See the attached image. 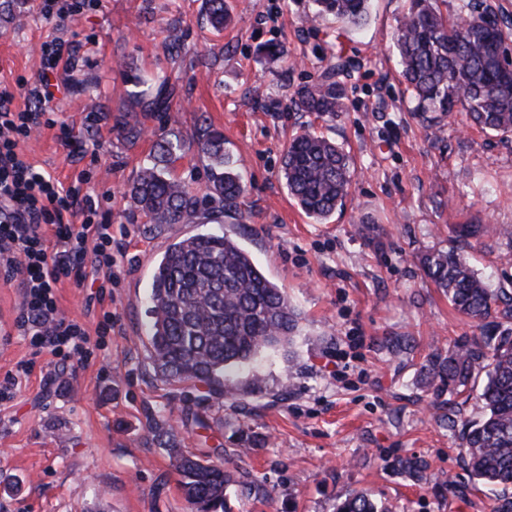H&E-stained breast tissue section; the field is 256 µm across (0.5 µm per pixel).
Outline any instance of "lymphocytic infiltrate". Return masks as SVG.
I'll return each instance as SVG.
<instances>
[{"instance_id": "1", "label": "lymphocytic infiltrate", "mask_w": 512, "mask_h": 512, "mask_svg": "<svg viewBox=\"0 0 512 512\" xmlns=\"http://www.w3.org/2000/svg\"><path fill=\"white\" fill-rule=\"evenodd\" d=\"M75 67L73 49L55 41L41 45L31 107L18 110L0 92V282L19 288L22 304L14 326L28 336L34 353L88 362L90 333L64 316L55 296L65 279L83 284L84 260L112 279V227L94 221L93 197L84 177L63 183L32 165L19 148L33 129L49 124L55 91Z\"/></svg>"}]
</instances>
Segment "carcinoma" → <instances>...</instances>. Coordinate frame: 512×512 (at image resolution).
<instances>
[{"label": "carcinoma", "mask_w": 512, "mask_h": 512, "mask_svg": "<svg viewBox=\"0 0 512 512\" xmlns=\"http://www.w3.org/2000/svg\"><path fill=\"white\" fill-rule=\"evenodd\" d=\"M317 14L359 28L369 15V0H314ZM445 0H408L398 21L395 46L401 78L415 102L413 112L426 127L442 131L456 110L467 113L485 132L512 134V69L500 52L512 44V21L490 23L486 0H462L456 18H448ZM212 28L220 32L229 18L226 0H207ZM140 111L171 110L175 86L162 74L146 78L129 71ZM345 89L334 67L295 88L291 101L303 112L334 117L345 110ZM195 146L211 161L207 192L199 194L173 174L183 152ZM159 158L143 164L127 194L148 223L191 224L220 208L242 216L243 165L224 154V133L200 126L190 136L164 135ZM291 197L304 214L320 223L348 196L354 167L342 146L304 130L283 155ZM460 248L494 235L512 248V230L485 224L454 228ZM426 276L453 308L474 322L480 335L458 338L448 351L434 353L423 366L427 390L436 397L460 396L480 376L482 415L456 424L454 410L444 422L458 430L470 473L492 488L512 487V293L490 287L456 250H430L420 257ZM151 355L162 377L194 380L218 399L233 398L226 372L252 365L266 349L286 347L298 330L300 313L287 294L269 280L250 255L226 234H198L171 243L155 267L151 285ZM175 469L193 512H224L226 491L239 485L249 495H264L262 485L222 463L175 452ZM393 467L422 478L424 463L397 458ZM336 512H388L363 493H350Z\"/></svg>", "instance_id": "cac0c4a2"}]
</instances>
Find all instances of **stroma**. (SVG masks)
I'll return each mask as SVG.
<instances>
[{
	"label": "stroma",
	"mask_w": 512,
	"mask_h": 512,
	"mask_svg": "<svg viewBox=\"0 0 512 512\" xmlns=\"http://www.w3.org/2000/svg\"><path fill=\"white\" fill-rule=\"evenodd\" d=\"M59 24L36 0H0V87L24 108L40 46L56 38L78 50L68 90L51 104L72 128L70 147L43 126L20 148L68 183L86 174L128 257L112 300L66 280L59 308L112 330L89 363L33 356L14 329L21 295L0 283V377L21 360L34 369L13 401L0 404V512H188L174 456L151 424L189 453L223 449L231 465L263 480L269 494L227 491L230 512H335L340 496L363 491L389 512H492L494 502L467 471L448 408L424 391L420 369L437 349L477 335L424 274L421 253L449 249L454 224L512 227V136L472 127L463 113L432 133L411 113L394 34L407 0H372L367 25L315 17L311 0H227L232 24L209 26L205 0H69ZM179 52H169L166 38ZM273 43L278 56L259 51ZM346 110L319 118L298 110L286 85L306 83L336 57ZM177 75L170 112L145 117L131 100L125 64ZM208 123L243 162V216L163 228L145 223L125 190L165 130ZM143 126L135 140L121 125ZM309 129L341 144L355 174L343 208L325 223L307 218L281 173L291 138ZM230 233L301 313L290 347L270 350L226 377L236 397L214 400L200 382H168L149 353L150 293L156 262L178 238ZM468 255L493 287L512 292V255L484 238ZM208 428L195 425L194 416ZM416 457L421 482L392 462Z\"/></svg>",
	"instance_id": "1"
}]
</instances>
